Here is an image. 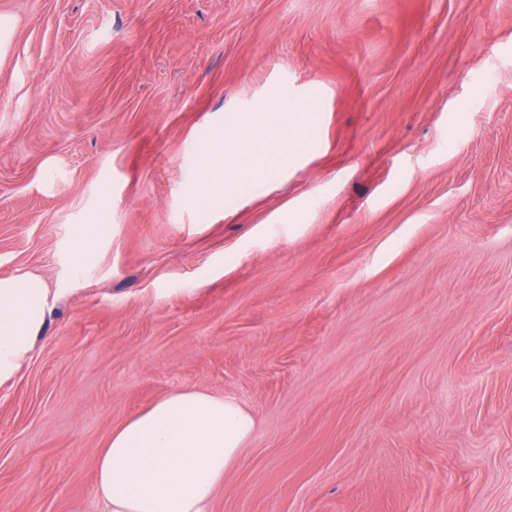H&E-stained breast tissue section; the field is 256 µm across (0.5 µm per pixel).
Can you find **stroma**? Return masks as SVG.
Listing matches in <instances>:
<instances>
[{
  "label": "stroma",
  "instance_id": "stroma-1",
  "mask_svg": "<svg viewBox=\"0 0 512 512\" xmlns=\"http://www.w3.org/2000/svg\"><path fill=\"white\" fill-rule=\"evenodd\" d=\"M288 101L296 162L198 207L187 153ZM23 272L55 303L0 512H96L99 448L174 390L255 422L214 512H512V0H0Z\"/></svg>",
  "mask_w": 512,
  "mask_h": 512
}]
</instances>
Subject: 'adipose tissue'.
I'll list each match as a JSON object with an SVG mask.
<instances>
[{
    "instance_id": "adipose-tissue-1",
    "label": "adipose tissue",
    "mask_w": 512,
    "mask_h": 512,
    "mask_svg": "<svg viewBox=\"0 0 512 512\" xmlns=\"http://www.w3.org/2000/svg\"><path fill=\"white\" fill-rule=\"evenodd\" d=\"M311 120L298 107L225 113L226 135L201 164L198 205L216 202L219 189H241L249 175L277 174L284 150L304 144ZM51 304L40 276L0 277V388L31 356ZM253 429L234 399L187 390L163 395L115 427L98 451L95 497L102 512H214L224 474Z\"/></svg>"
}]
</instances>
